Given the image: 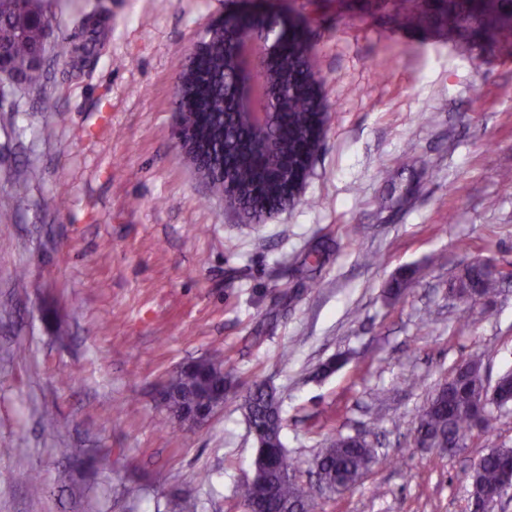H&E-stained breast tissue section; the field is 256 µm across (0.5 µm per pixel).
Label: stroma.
<instances>
[{
    "label": "stroma",
    "mask_w": 512,
    "mask_h": 512,
    "mask_svg": "<svg viewBox=\"0 0 512 512\" xmlns=\"http://www.w3.org/2000/svg\"><path fill=\"white\" fill-rule=\"evenodd\" d=\"M38 4L45 80L0 87V512H243L238 400L177 429L159 397L215 353L276 387L302 482L331 434L371 444L376 463L318 512H470L469 469L512 448V410L452 454L418 447L412 421L461 360L512 371V285L489 310L448 293L462 259L512 266V57L399 26L377 0ZM280 9L307 26L331 119L300 203L251 223L176 146L173 100L208 26ZM92 18L80 69L63 45ZM320 238L330 262L294 285ZM405 266L419 283L388 300Z\"/></svg>",
    "instance_id": "obj_1"
}]
</instances>
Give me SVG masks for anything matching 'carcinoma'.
Listing matches in <instances>:
<instances>
[{
    "mask_svg": "<svg viewBox=\"0 0 512 512\" xmlns=\"http://www.w3.org/2000/svg\"><path fill=\"white\" fill-rule=\"evenodd\" d=\"M390 5L393 20L403 27L437 26L466 41H488L506 53H512V0H381ZM29 0H0V46L10 71L25 83L37 87L44 73L34 59L39 49L42 23L32 21ZM272 31L280 26L272 17L258 24L246 14L226 20L224 31L214 33L202 48L195 67L197 84L187 89L180 111L197 128L208 146L206 162L211 171V191L222 195L244 189L256 222L268 215L267 209L294 203L307 181L320 148L322 109L316 96L317 79L308 62L310 43L306 29L288 21V30H280L277 53L265 61L255 79L271 85L274 111L269 136L274 149L264 150L255 140L249 122L238 109L233 87L237 80L238 60L234 42L239 36L260 27ZM97 29L89 27L79 35L80 42L67 41L68 52L82 58L91 55ZM333 245L325 240L303 252L292 273L303 284L314 271L329 262ZM509 276L506 270L493 271L490 265L474 259L459 266L450 282V290H478L488 302L501 290ZM416 284L412 270L395 274L386 296L396 300ZM170 392L165 406L179 426L193 423L194 413L224 402L233 395L240 399L259 455L253 457L255 476L238 488L244 503L260 512H315L321 489L355 483L369 468L370 445L358 444L341 433L331 437L321 454L322 488L297 480L296 463L282 439V405L274 387L262 379L237 384L222 358L190 361L168 379ZM497 407L512 402V377L500 375L496 389ZM490 397L485 387L481 359L471 357L457 366L456 376L444 390L435 389L414 420L415 440L425 439L431 448H457L471 433L476 402ZM512 448H493L482 456L468 475L470 496L479 498L497 490L501 458Z\"/></svg>",
    "mask_w": 512,
    "mask_h": 512,
    "instance_id": "1",
    "label": "carcinoma"
}]
</instances>
